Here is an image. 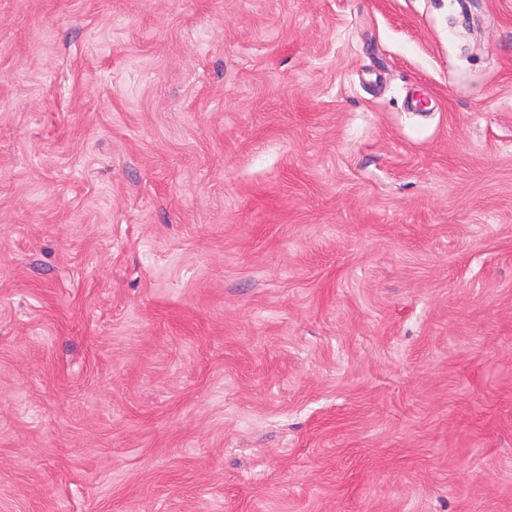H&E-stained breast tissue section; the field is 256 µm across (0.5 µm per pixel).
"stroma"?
I'll use <instances>...</instances> for the list:
<instances>
[{"mask_svg":"<svg viewBox=\"0 0 512 512\" xmlns=\"http://www.w3.org/2000/svg\"><path fill=\"white\" fill-rule=\"evenodd\" d=\"M0 512H512V0H0Z\"/></svg>","mask_w":512,"mask_h":512,"instance_id":"35a3bbf8","label":"stroma"}]
</instances>
